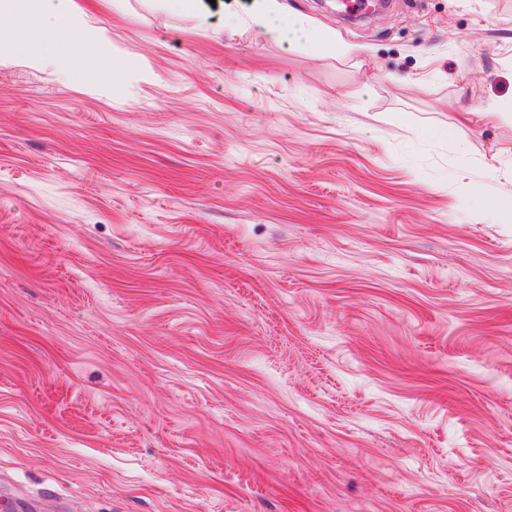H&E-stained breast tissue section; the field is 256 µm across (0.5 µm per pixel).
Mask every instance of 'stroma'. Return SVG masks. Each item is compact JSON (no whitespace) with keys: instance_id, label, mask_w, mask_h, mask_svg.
<instances>
[{"instance_id":"stroma-1","label":"stroma","mask_w":512,"mask_h":512,"mask_svg":"<svg viewBox=\"0 0 512 512\" xmlns=\"http://www.w3.org/2000/svg\"><path fill=\"white\" fill-rule=\"evenodd\" d=\"M289 2L372 61L74 0L149 77L0 62V512H512V0Z\"/></svg>"}]
</instances>
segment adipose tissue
Segmentation results:
<instances>
[{
    "label": "adipose tissue",
    "instance_id": "1",
    "mask_svg": "<svg viewBox=\"0 0 512 512\" xmlns=\"http://www.w3.org/2000/svg\"><path fill=\"white\" fill-rule=\"evenodd\" d=\"M160 8L196 20L199 27L233 29L248 21L260 34L322 57L357 53L334 29L306 17L286 0H252L247 16L216 19L204 0H158ZM53 69L60 81L89 85L120 83L140 72L141 60L113 48L102 32L86 25L73 0H0V59Z\"/></svg>",
    "mask_w": 512,
    "mask_h": 512
}]
</instances>
